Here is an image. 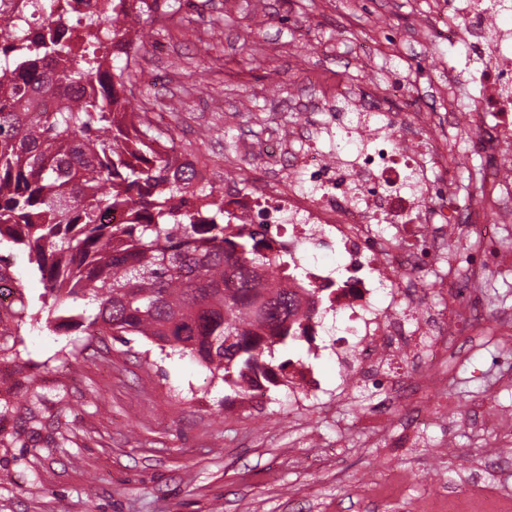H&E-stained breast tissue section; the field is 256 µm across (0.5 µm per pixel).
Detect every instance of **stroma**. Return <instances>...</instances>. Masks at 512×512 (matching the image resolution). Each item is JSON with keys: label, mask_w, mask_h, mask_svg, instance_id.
Segmentation results:
<instances>
[{"label": "stroma", "mask_w": 512, "mask_h": 512, "mask_svg": "<svg viewBox=\"0 0 512 512\" xmlns=\"http://www.w3.org/2000/svg\"><path fill=\"white\" fill-rule=\"evenodd\" d=\"M433 0H192L151 25L136 95L161 110L155 127L231 175L265 169L261 145H282L295 102L362 97L377 77L399 82L393 112H419L449 79L454 48L423 38ZM401 35L398 52L363 71L366 38ZM45 287L24 247L0 240V512H417L423 501L485 481L512 495V447L492 451L490 410L512 412L501 363L512 343L492 331L460 340L445 368L444 414L406 442V419L429 398L386 402L334 356L306 342L277 361L311 362L304 405L287 387L249 400L196 360L137 335L92 336L46 325ZM28 367H18L13 350Z\"/></svg>", "instance_id": "1"}]
</instances>
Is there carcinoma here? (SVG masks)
Instances as JSON below:
<instances>
[{
	"instance_id": "1",
	"label": "carcinoma",
	"mask_w": 512,
	"mask_h": 512,
	"mask_svg": "<svg viewBox=\"0 0 512 512\" xmlns=\"http://www.w3.org/2000/svg\"><path fill=\"white\" fill-rule=\"evenodd\" d=\"M29 31L0 41V237L28 250L57 332L144 336L195 357L239 393L288 384L274 347L307 333L286 252L176 165L170 140L128 111L159 0H108L68 25L53 3L26 0ZM123 60L114 66L112 61ZM115 210L126 223L105 218ZM237 285L224 280V267ZM89 299L96 312L75 313Z\"/></svg>"
}]
</instances>
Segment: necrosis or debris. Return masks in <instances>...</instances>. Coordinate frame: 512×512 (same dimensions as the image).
Wrapping results in <instances>:
<instances>
[{"instance_id": "4bbe7bcc", "label": "necrosis or debris", "mask_w": 512, "mask_h": 512, "mask_svg": "<svg viewBox=\"0 0 512 512\" xmlns=\"http://www.w3.org/2000/svg\"><path fill=\"white\" fill-rule=\"evenodd\" d=\"M512 0H439L436 28L449 45H466L478 65L469 71L467 104L449 100L442 112L404 115L359 107L353 97L333 112L324 131L327 147L308 127L289 178L272 173L261 192L224 183L225 216L254 225L287 249L295 285L327 288L330 309L347 322L329 349L339 365L368 380L407 351L425 364L414 390L434 389L456 339L484 329L472 289L488 265L484 251L459 247L462 238L497 240L512 230V36L493 23ZM477 131L491 160L480 174L479 201L460 209L455 183L435 186L434 166L448 163V131ZM389 225L388 236L376 227ZM342 256L331 265L310 247ZM452 259L455 274L430 306L415 276L425 259ZM421 512H512V497L479 486L469 498L449 496Z\"/></svg>"}]
</instances>
